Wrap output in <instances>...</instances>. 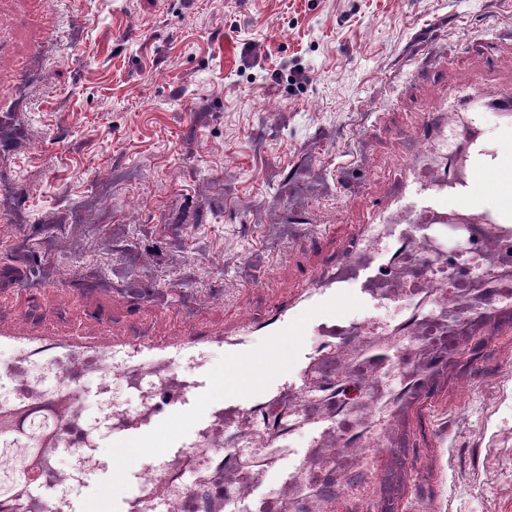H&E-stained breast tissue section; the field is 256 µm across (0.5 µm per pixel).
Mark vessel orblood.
I'll list each match as a JSON object with an SVG mask.
<instances>
[{"mask_svg": "<svg viewBox=\"0 0 512 512\" xmlns=\"http://www.w3.org/2000/svg\"><path fill=\"white\" fill-rule=\"evenodd\" d=\"M486 102L505 120L503 146L486 149L464 126L457 135L465 139L467 149L449 161L447 170L437 172L420 161L403 168L396 191L386 202L374 205L368 223L361 225L354 249L308 272L309 292L299 306L274 309L260 321L245 320L235 337L226 341L221 404L201 398V381L182 363L208 340L195 323L186 324L182 335L170 341L142 329L117 343L84 336L33 337L20 325L0 328V342H11L18 350L10 364L0 366V375L9 374L16 383L14 397L0 401V441L18 443L27 453L14 479L16 491L6 496V512H83L76 497L61 493V483L52 475L53 464L57 456L76 454L84 465L70 477V484H82L91 474L93 437L87 431L75 434L74 425L98 392L101 367L117 357L129 376L153 372L159 381L134 415L120 414L109 424L118 435L117 448H124L126 435H133L143 459V474L135 478L126 466L109 464L111 482L124 495L103 497L100 512H173L174 505L162 496V487L188 486L203 457L210 460L217 476L216 494L227 499L234 512H254L258 496L249 474L237 455L213 444L210 436L220 429L235 435L237 421L247 413L277 421L288 394L304 392L312 355L302 352L280 358L278 346L283 337L301 335L311 326L326 336L328 346L345 344L350 310L369 303L379 284L397 276L394 261L375 266L363 258L379 230L397 228L398 249L407 252L424 241L428 229L476 224L483 230L481 243L512 248V98L492 93ZM415 136L432 148L444 147L448 126L429 116ZM37 355L50 361L52 385L35 387L27 378L28 360ZM361 355L364 372L369 374L405 366L400 350L388 345L367 347ZM359 382L356 374L343 382L335 374L324 373L325 387L337 391L336 415L308 418L314 438L328 433L345 446L363 442V435L347 426L345 419L346 391ZM191 412L199 415L202 424L196 437L187 440L179 423ZM33 416L46 417L48 423L30 434L24 426Z\"/></svg>", "mask_w": 512, "mask_h": 512, "instance_id": "vessel-or-blood-1", "label": "vessel or blood"}]
</instances>
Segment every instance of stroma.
Masks as SVG:
<instances>
[{
  "instance_id": "35a3bbf8",
  "label": "stroma",
  "mask_w": 512,
  "mask_h": 512,
  "mask_svg": "<svg viewBox=\"0 0 512 512\" xmlns=\"http://www.w3.org/2000/svg\"><path fill=\"white\" fill-rule=\"evenodd\" d=\"M483 89L512 95V0H0V323L167 338L188 311L232 338L353 245L423 110ZM447 353L368 492L311 484L310 512H512V311Z\"/></svg>"
}]
</instances>
